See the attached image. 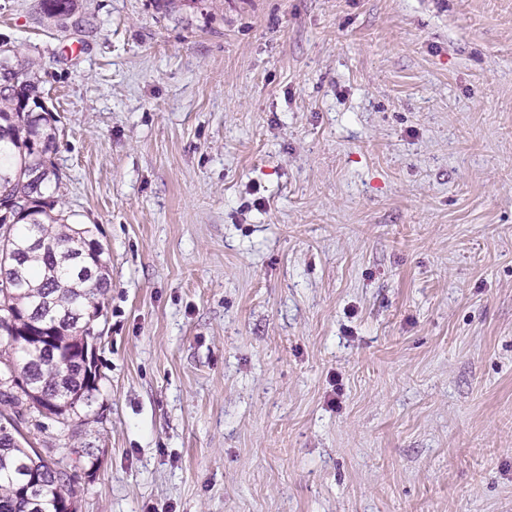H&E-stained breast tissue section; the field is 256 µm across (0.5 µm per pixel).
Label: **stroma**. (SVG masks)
<instances>
[{"mask_svg": "<svg viewBox=\"0 0 512 512\" xmlns=\"http://www.w3.org/2000/svg\"><path fill=\"white\" fill-rule=\"evenodd\" d=\"M110 287L77 512H512V0H0Z\"/></svg>", "mask_w": 512, "mask_h": 512, "instance_id": "obj_1", "label": "stroma"}]
</instances>
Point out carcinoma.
<instances>
[{"label":"carcinoma","mask_w":512,"mask_h":512,"mask_svg":"<svg viewBox=\"0 0 512 512\" xmlns=\"http://www.w3.org/2000/svg\"><path fill=\"white\" fill-rule=\"evenodd\" d=\"M40 9L65 18L77 0H40ZM34 105H41L35 62L0 46V247L20 258L0 264V359L13 362L27 386L21 392L0 383V512H66L73 480L60 471L63 460L38 455L21 437L19 427L29 421L21 401L32 391L51 416L87 418L101 380L97 365H85L83 347L87 323L104 309L105 247L92 229L55 211L49 190L60 184L53 157L58 128ZM36 169L44 179H32ZM25 332L49 337L72 364L33 361Z\"/></svg>","instance_id":"cac0c4a2"}]
</instances>
